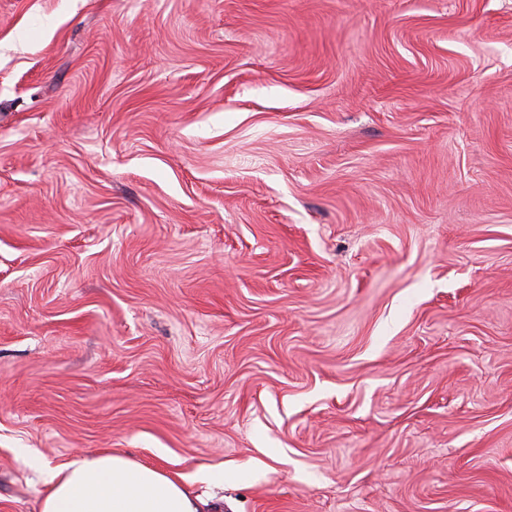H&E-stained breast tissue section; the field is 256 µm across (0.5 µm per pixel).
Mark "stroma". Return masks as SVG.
I'll use <instances>...</instances> for the list:
<instances>
[{"label":"stroma","mask_w":512,"mask_h":512,"mask_svg":"<svg viewBox=\"0 0 512 512\" xmlns=\"http://www.w3.org/2000/svg\"><path fill=\"white\" fill-rule=\"evenodd\" d=\"M100 451L512 512V0H0V512Z\"/></svg>","instance_id":"stroma-1"}]
</instances>
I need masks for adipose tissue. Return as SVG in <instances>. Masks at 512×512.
<instances>
[{"instance_id": "adipose-tissue-1", "label": "adipose tissue", "mask_w": 512, "mask_h": 512, "mask_svg": "<svg viewBox=\"0 0 512 512\" xmlns=\"http://www.w3.org/2000/svg\"><path fill=\"white\" fill-rule=\"evenodd\" d=\"M39 512H200L184 476L108 452L41 473Z\"/></svg>"}]
</instances>
